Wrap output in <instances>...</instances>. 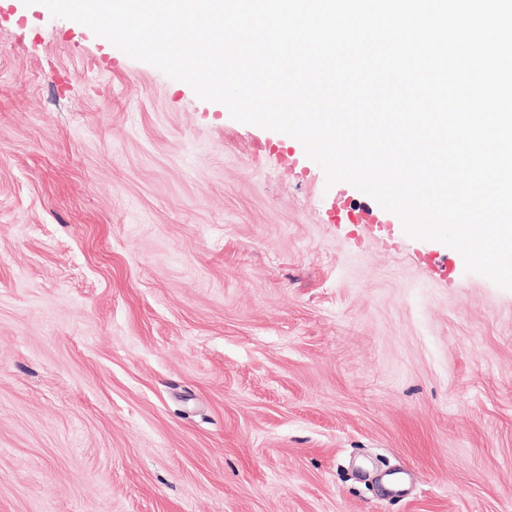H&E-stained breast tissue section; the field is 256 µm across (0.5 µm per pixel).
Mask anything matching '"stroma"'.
I'll return each instance as SVG.
<instances>
[{
  "label": "stroma",
  "mask_w": 512,
  "mask_h": 512,
  "mask_svg": "<svg viewBox=\"0 0 512 512\" xmlns=\"http://www.w3.org/2000/svg\"><path fill=\"white\" fill-rule=\"evenodd\" d=\"M364 199L0 0V512H512V291Z\"/></svg>",
  "instance_id": "stroma-1"
}]
</instances>
